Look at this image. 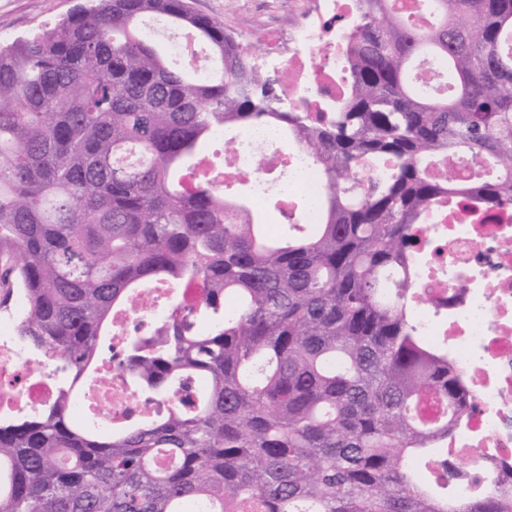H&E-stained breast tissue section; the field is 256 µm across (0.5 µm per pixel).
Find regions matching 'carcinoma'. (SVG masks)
Instances as JSON below:
<instances>
[{
  "mask_svg": "<svg viewBox=\"0 0 512 512\" xmlns=\"http://www.w3.org/2000/svg\"><path fill=\"white\" fill-rule=\"evenodd\" d=\"M422 11L356 0L327 116L280 109L283 77L188 0H92L0 46V309L25 298L16 335L61 373L34 415L0 421V512H512L452 495L468 396L415 322L412 234L451 197L512 209V0ZM153 17L209 48L208 75ZM429 58L445 93L412 83ZM258 123L321 172L318 223L288 236L213 177L186 187L199 140ZM463 162L479 170L449 182ZM172 285L202 299L112 352L114 311ZM114 359L157 410L74 423L76 390Z\"/></svg>",
  "mask_w": 512,
  "mask_h": 512,
  "instance_id": "carcinoma-1",
  "label": "carcinoma"
}]
</instances>
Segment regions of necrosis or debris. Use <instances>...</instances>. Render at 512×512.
<instances>
[{
  "instance_id": "necrosis-or-debris-1",
  "label": "necrosis or debris",
  "mask_w": 512,
  "mask_h": 512,
  "mask_svg": "<svg viewBox=\"0 0 512 512\" xmlns=\"http://www.w3.org/2000/svg\"><path fill=\"white\" fill-rule=\"evenodd\" d=\"M316 17L294 26L288 58L271 46L260 57L285 76L288 109L324 112L343 96L346 80L337 17L351 16L356 0H321ZM232 157L223 180L250 184V205L276 198L282 212L313 223L303 200L321 193L309 154L285 130L260 124L236 135L217 132ZM473 205L460 200L433 210L414 229L422 246L414 268L419 305L415 319L425 336L447 347L468 393V407L448 436V462L461 467L455 485L463 499L487 495L512 502V211L478 224ZM23 297L0 310V419L38 410L53 397L58 378L51 362L30 353L13 334L25 314ZM125 377L110 371L105 386L83 390L73 415L109 426L145 413Z\"/></svg>"
}]
</instances>
